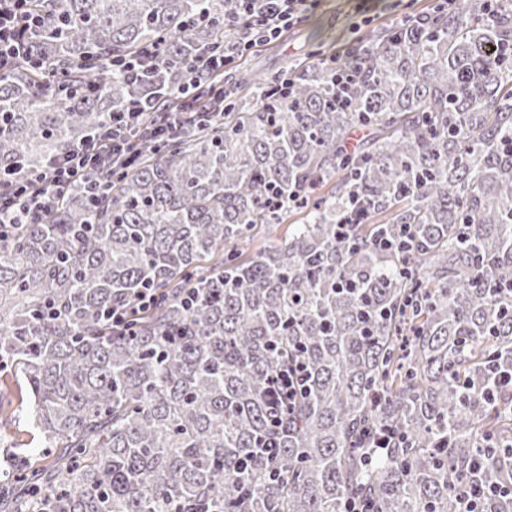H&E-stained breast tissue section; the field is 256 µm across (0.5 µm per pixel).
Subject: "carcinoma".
Wrapping results in <instances>:
<instances>
[{
	"instance_id": "cac0c4a2",
	"label": "carcinoma",
	"mask_w": 512,
	"mask_h": 512,
	"mask_svg": "<svg viewBox=\"0 0 512 512\" xmlns=\"http://www.w3.org/2000/svg\"><path fill=\"white\" fill-rule=\"evenodd\" d=\"M33 4L37 65L0 77L16 180L144 91L113 56L161 45L147 86L164 100L190 49L224 52V0ZM344 62L348 108L326 54L246 78L224 118L139 137L96 205L75 186L0 239V369L55 454L17 453L0 512H342L353 495L459 512L475 464L507 486L479 512H512V393L489 396L512 372V0L430 11ZM403 230L411 249L377 245ZM143 281L156 304L111 330L100 310ZM292 357L307 393L280 413L271 376ZM382 431L405 441L369 448Z\"/></svg>"
}]
</instances>
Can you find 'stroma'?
Masks as SVG:
<instances>
[{"label":"stroma","instance_id":"obj_1","mask_svg":"<svg viewBox=\"0 0 512 512\" xmlns=\"http://www.w3.org/2000/svg\"><path fill=\"white\" fill-rule=\"evenodd\" d=\"M433 0H312L306 19L281 39L254 47L225 68L228 82L259 73L288 70L316 49L333 50L342 42L377 32L410 13L426 12Z\"/></svg>","mask_w":512,"mask_h":512}]
</instances>
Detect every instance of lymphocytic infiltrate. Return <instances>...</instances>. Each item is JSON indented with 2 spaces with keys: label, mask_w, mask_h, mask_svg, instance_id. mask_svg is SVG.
I'll return each mask as SVG.
<instances>
[{
  "label": "lymphocytic infiltrate",
  "mask_w": 512,
  "mask_h": 512,
  "mask_svg": "<svg viewBox=\"0 0 512 512\" xmlns=\"http://www.w3.org/2000/svg\"><path fill=\"white\" fill-rule=\"evenodd\" d=\"M309 0H229L224 11V31H249V40L221 54H198L182 63L185 82L174 89V96L187 94L200 78H218L233 55L278 40L306 17ZM38 23L32 0H0V76L13 69L26 56L27 31ZM154 109V98L143 95L118 112L112 123L79 147L56 158L50 168L35 179L12 180L0 173V237L17 233L23 225L41 223L60 194L71 186L82 185L88 197H96L102 176L111 159L135 154L130 138L132 126Z\"/></svg>",
  "instance_id": "lymphocytic-infiltrate-1"
}]
</instances>
